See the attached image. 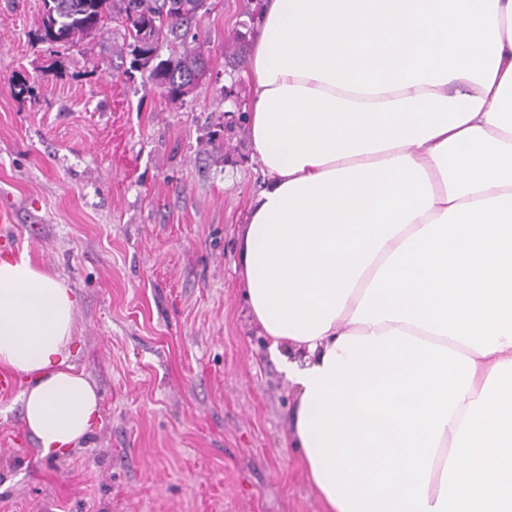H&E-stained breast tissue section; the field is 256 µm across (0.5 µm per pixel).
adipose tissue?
Listing matches in <instances>:
<instances>
[{
  "label": "adipose tissue",
  "mask_w": 512,
  "mask_h": 512,
  "mask_svg": "<svg viewBox=\"0 0 512 512\" xmlns=\"http://www.w3.org/2000/svg\"><path fill=\"white\" fill-rule=\"evenodd\" d=\"M247 74L239 276L326 512H512V0H263ZM77 303L0 260L45 456L100 417Z\"/></svg>",
  "instance_id": "ef3b65f1"
}]
</instances>
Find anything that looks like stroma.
Returning <instances> with one entry per match:
<instances>
[{
  "mask_svg": "<svg viewBox=\"0 0 512 512\" xmlns=\"http://www.w3.org/2000/svg\"><path fill=\"white\" fill-rule=\"evenodd\" d=\"M211 2L194 23L211 77L172 102L114 55L120 26L54 52L42 0H0L5 230L77 294L73 361L101 398L56 457L21 397L0 401V512H324L236 272L261 179L243 119L261 0Z\"/></svg>",
  "mask_w": 512,
  "mask_h": 512,
  "instance_id": "obj_1",
  "label": "stroma"
}]
</instances>
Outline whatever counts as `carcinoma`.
I'll return each instance as SVG.
<instances>
[{"label": "carcinoma", "instance_id": "obj_1", "mask_svg": "<svg viewBox=\"0 0 512 512\" xmlns=\"http://www.w3.org/2000/svg\"><path fill=\"white\" fill-rule=\"evenodd\" d=\"M39 40L52 48L69 49L104 33L118 19L125 30L123 44L132 66L149 77L172 102L206 66L203 54L191 47L196 40L191 22L208 12L207 0H43ZM173 44L168 58L156 60L157 43Z\"/></svg>", "mask_w": 512, "mask_h": 512}]
</instances>
